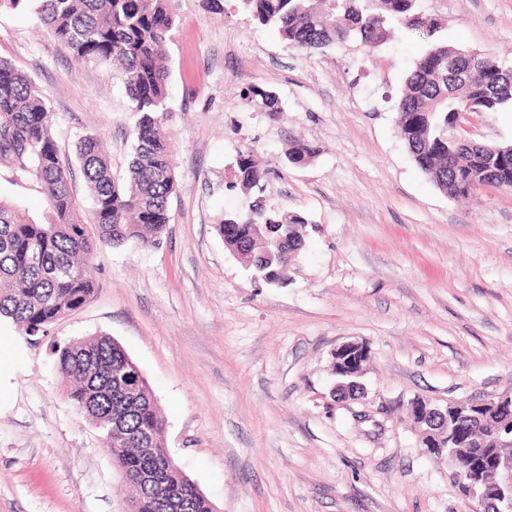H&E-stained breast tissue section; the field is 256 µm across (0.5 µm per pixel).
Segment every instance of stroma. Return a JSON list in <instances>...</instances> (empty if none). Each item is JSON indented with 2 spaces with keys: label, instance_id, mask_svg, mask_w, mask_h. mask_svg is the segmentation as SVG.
I'll return each mask as SVG.
<instances>
[{
  "label": "stroma",
  "instance_id": "obj_1",
  "mask_svg": "<svg viewBox=\"0 0 512 512\" xmlns=\"http://www.w3.org/2000/svg\"><path fill=\"white\" fill-rule=\"evenodd\" d=\"M165 133L178 189L160 245L100 247L96 291L29 336L10 323L16 362L0 374V512H127L130 490L99 429L68 399L55 349L105 334L142 371L165 444L216 512H471L453 464L419 443L413 400L438 407L512 394V190L453 199L397 132V100L428 39L379 49L289 48L226 0H174ZM438 35L512 68V0H419ZM0 58L43 90L65 153L99 135L127 173L133 119L111 66L76 60L33 0L0 11ZM272 91L277 112L241 97ZM460 132L512 143V110L471 113ZM297 138L318 153L288 166ZM270 173L269 206L308 220L282 288L254 281L216 226L240 149ZM0 199L47 223L42 185L0 165ZM363 343L365 393L333 394V354Z\"/></svg>",
  "mask_w": 512,
  "mask_h": 512
}]
</instances>
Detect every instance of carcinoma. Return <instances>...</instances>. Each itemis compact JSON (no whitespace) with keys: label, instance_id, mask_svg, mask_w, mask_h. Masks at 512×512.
<instances>
[{"label":"carcinoma","instance_id":"carcinoma-1","mask_svg":"<svg viewBox=\"0 0 512 512\" xmlns=\"http://www.w3.org/2000/svg\"><path fill=\"white\" fill-rule=\"evenodd\" d=\"M37 2L40 23L77 58L118 72L134 123L128 173L119 182L99 136L80 137L73 157L61 151L48 99L29 77L0 60V164L43 184L51 211L50 222L36 224L0 200V321L32 336L90 300L96 287L92 258L99 247L160 244L177 190L175 149L162 130L169 80L162 46L176 26L172 0ZM240 2L260 24L277 27L289 47L303 52L349 42L378 47L404 30L425 31L432 40L405 79L397 106L399 137L422 172L442 191L453 187L454 197L481 186L512 189V145L460 149L455 141L456 112L463 106L488 113L512 106V68L481 54V62L455 82L454 97H448V77L439 72V61L457 54L467 62L472 52L434 39L436 24L418 12L417 0ZM242 96L261 112L280 111L276 95L257 85L244 88ZM315 153L313 146L290 140L284 158L298 165ZM75 161L93 201L89 218L71 190ZM237 167L241 189L253 200L227 216L217 231L233 254L251 252L252 268L287 272L305 245L308 220L267 206L268 172L256 165L250 149L239 153ZM130 362L106 335L56 349V366L75 407L104 434L108 419L123 422L124 439L108 447L135 490L129 512H214L165 448V421L148 384L135 396L127 394ZM458 433L462 440L487 443L497 437L492 426L468 423ZM143 447L156 449L155 455L143 458Z\"/></svg>","mask_w":512,"mask_h":512}]
</instances>
